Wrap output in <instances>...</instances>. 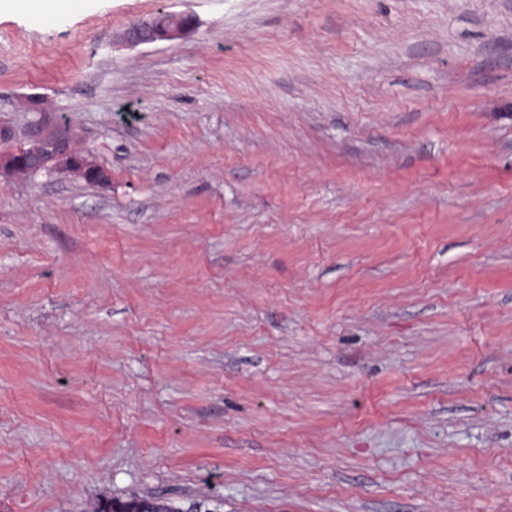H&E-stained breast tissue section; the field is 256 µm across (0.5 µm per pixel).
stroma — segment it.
<instances>
[{
    "label": "stroma",
    "instance_id": "35a3bbf8",
    "mask_svg": "<svg viewBox=\"0 0 512 512\" xmlns=\"http://www.w3.org/2000/svg\"><path fill=\"white\" fill-rule=\"evenodd\" d=\"M42 122L112 181L0 174V512H512V0H55ZM165 13L169 14L172 19L170 23H159V17ZM184 18L182 14L172 12L159 11L156 15L149 17H142L131 21L122 31L120 40L127 46L137 47L140 45H147L159 41H169L177 39L187 32H189L194 23L189 26V23L183 24L180 21Z\"/></svg>",
    "mask_w": 512,
    "mask_h": 512
}]
</instances>
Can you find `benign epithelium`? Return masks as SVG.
Wrapping results in <instances>:
<instances>
[{"mask_svg": "<svg viewBox=\"0 0 512 512\" xmlns=\"http://www.w3.org/2000/svg\"><path fill=\"white\" fill-rule=\"evenodd\" d=\"M161 15L163 12L159 11L154 16L131 21L120 35L121 42L137 47L177 39L191 30L189 24L181 23L184 15L169 13L171 22L168 24L159 23ZM71 143L70 133H62L58 127L42 126L27 148L0 158V173H12L18 167L31 173L41 170L66 171L76 173L96 184L108 183L111 179L110 172L74 151Z\"/></svg>", "mask_w": 512, "mask_h": 512, "instance_id": "obj_1", "label": "benign epithelium"}]
</instances>
